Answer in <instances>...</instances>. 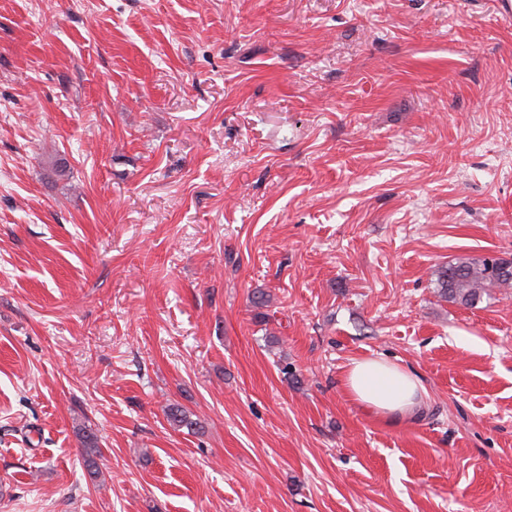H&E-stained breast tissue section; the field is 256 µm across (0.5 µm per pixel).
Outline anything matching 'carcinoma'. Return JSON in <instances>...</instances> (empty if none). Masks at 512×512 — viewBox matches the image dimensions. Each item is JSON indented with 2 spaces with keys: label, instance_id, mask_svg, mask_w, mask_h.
<instances>
[{
  "label": "carcinoma",
  "instance_id": "obj_1",
  "mask_svg": "<svg viewBox=\"0 0 512 512\" xmlns=\"http://www.w3.org/2000/svg\"><path fill=\"white\" fill-rule=\"evenodd\" d=\"M512 288V261L485 257L450 262L437 272V294L447 301L461 305H473L490 291ZM167 420L177 428L194 431L197 422L185 410L170 405L165 411ZM86 448V463L91 475L98 474L96 461V438L91 432H82L79 437Z\"/></svg>",
  "mask_w": 512,
  "mask_h": 512
}]
</instances>
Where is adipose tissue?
I'll use <instances>...</instances> for the list:
<instances>
[{
  "label": "adipose tissue",
  "mask_w": 512,
  "mask_h": 512,
  "mask_svg": "<svg viewBox=\"0 0 512 512\" xmlns=\"http://www.w3.org/2000/svg\"><path fill=\"white\" fill-rule=\"evenodd\" d=\"M343 384L358 405L394 420L410 415L420 405L424 391L415 373L374 357L353 360Z\"/></svg>",
  "instance_id": "obj_1"
}]
</instances>
